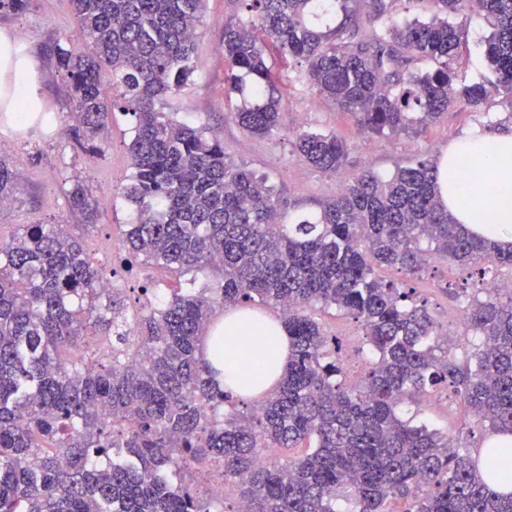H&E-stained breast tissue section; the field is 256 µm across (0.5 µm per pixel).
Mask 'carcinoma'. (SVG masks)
<instances>
[{
	"label": "carcinoma",
	"mask_w": 512,
	"mask_h": 512,
	"mask_svg": "<svg viewBox=\"0 0 512 512\" xmlns=\"http://www.w3.org/2000/svg\"><path fill=\"white\" fill-rule=\"evenodd\" d=\"M205 0H71L79 37L55 46L83 151L113 115L134 118L132 173L119 193L136 206L123 246L217 287L174 292L130 311L124 288L87 258L63 224H26L0 240V512H236L201 493L217 470L249 512H512V446L460 451L454 439L397 412L414 396L452 389L476 425L512 434V249L469 234L438 194L437 161L420 155L388 176L359 173L315 214L282 223L267 179L224 145L164 111L192 72ZM224 23V93L242 96L234 120L265 138L279 123L281 75L267 52L300 63L298 77L365 133H419L457 99L478 107L482 83L451 66L464 18L490 32L484 56L512 91V0H430L433 13L396 20L394 0H242ZM435 68L422 71L420 64ZM300 160L340 169L348 145L309 130ZM15 173L0 154V203ZM68 207L90 220L98 200L77 180ZM436 255L474 277L465 324L479 343L457 360L448 331L415 289L378 269L420 272ZM278 309L290 357L252 404L235 400L200 352L218 308ZM355 319L375 359L348 384L336 339L308 314Z\"/></svg>",
	"instance_id": "1"
}]
</instances>
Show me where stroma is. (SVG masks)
Returning <instances> with one entry per match:
<instances>
[{"label": "stroma", "instance_id": "obj_1", "mask_svg": "<svg viewBox=\"0 0 512 512\" xmlns=\"http://www.w3.org/2000/svg\"><path fill=\"white\" fill-rule=\"evenodd\" d=\"M240 0H205L197 29L193 72L187 82L165 101L166 111L190 124L206 125L211 135L224 143L230 159L267 178L279 194L282 214L314 211L334 197L359 171L372 169L385 174L420 154L436 157L470 125L487 122L499 125L512 111L494 74L488 70L481 40L489 32L483 15L470 14L465 22L455 72L459 79L486 81L489 96L481 107L460 100L437 123L420 135L406 133L378 137L359 131L351 118L324 102L313 88L297 77V65H290L280 108V122L273 135L259 139L245 134L234 122L237 99L224 95V52L221 37L224 21L244 16ZM0 26L11 28L31 41L44 69L42 94L46 107L55 113L58 124L47 131L30 126L8 133L0 132V143L9 144L15 162L16 184L7 204L0 206V238L9 239L21 224H75L78 216L68 208L66 183L79 179L101 202L98 225L83 235L84 249L93 264L120 267L125 256L121 245L123 230L134 218L133 207L119 196V188L132 172L128 144L131 117L115 114L107 139L96 155L85 154L74 145L67 129L70 99L67 84L49 56L54 44L65 43L76 35L78 20L70 0H34L22 14L0 10ZM333 131L348 143L349 156L338 171L324 173L303 163L293 144L303 131ZM385 280L408 281L419 297L425 298L436 318L447 325L453 351L465 355L472 349L473 336L458 314L463 304L457 297L464 283L450 263L433 258L413 277L394 268L382 269ZM186 276L153 264L136 263L123 273L121 287L129 291L130 304H137L143 289L166 291L188 287ZM314 318L328 335L334 336L348 382L363 380L369 368L368 345L362 329L351 317L334 310H314ZM409 416L427 419L448 431L462 448L484 447L488 432L473 427L462 402L450 391L439 390L433 397H418L403 406Z\"/></svg>", "mask_w": 512, "mask_h": 512}]
</instances>
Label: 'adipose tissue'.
<instances>
[{"instance_id":"obj_1","label":"adipose tissue","mask_w":512,"mask_h":512,"mask_svg":"<svg viewBox=\"0 0 512 512\" xmlns=\"http://www.w3.org/2000/svg\"><path fill=\"white\" fill-rule=\"evenodd\" d=\"M42 80L43 70L30 41L0 27V107L9 114L20 107L27 117H37L45 109ZM438 168L439 194L454 220L471 234L511 247L512 127L470 126L441 154ZM219 326L223 341L204 336L203 354L212 358L216 347H223L221 386L241 399L254 398V391L239 389L233 380L240 371L236 355L251 351L254 362L282 375L288 364V333L278 317L267 313L258 317L245 307L225 310Z\"/></svg>"}]
</instances>
